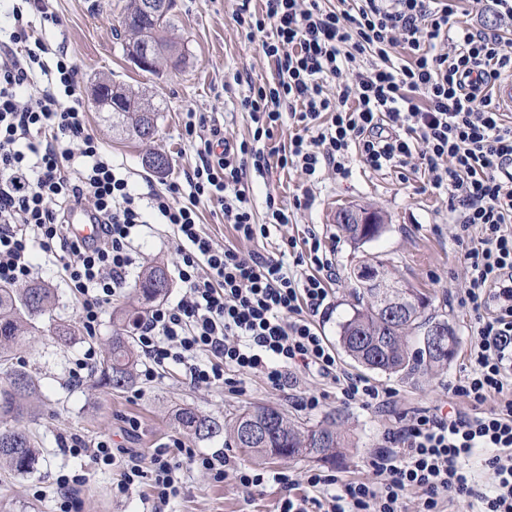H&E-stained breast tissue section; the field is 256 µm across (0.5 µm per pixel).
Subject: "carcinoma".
Instances as JSON below:
<instances>
[{
  "label": "carcinoma",
  "mask_w": 512,
  "mask_h": 512,
  "mask_svg": "<svg viewBox=\"0 0 512 512\" xmlns=\"http://www.w3.org/2000/svg\"><path fill=\"white\" fill-rule=\"evenodd\" d=\"M172 3L165 11L151 14L140 7V0H126L121 13V26L128 35L125 50L139 45L148 37L159 51L157 65L167 62V54L176 46L164 38L170 26ZM93 103L107 109L132 136L149 140L157 132L156 108L149 101L110 81L96 85ZM169 289L168 274L164 266L152 264L138 276L133 286V301L120 309L113 321L117 329L109 341L99 369L97 384L108 391L128 387L135 378L138 354L134 347L133 322L150 303L165 295ZM356 304L353 314L341 325L339 342L346 354L357 364L389 374L420 370L432 373L448 364V343L432 349L428 337H419L422 347H412L411 335L426 330L436 320L425 314L427 305L413 306L402 322H390L378 311L373 301L374 289L354 288ZM55 300L54 289L34 282L24 288L0 283V373L6 383L0 384V466L17 476L34 473L40 460L39 442L30 431L15 425L23 415L30 413L31 398L40 387L39 373L27 368L16 355L32 336L49 332L65 345L81 339L77 325L43 322ZM269 422L266 435L251 443L243 440L242 432L248 417ZM182 431L200 441L213 439L229 427L235 447L253 459L315 458L336 465L343 447L341 433L331 425L306 427L288 419L279 409L257 405L253 412L243 411L225 425L203 416L191 406L179 407L174 414Z\"/></svg>",
  "instance_id": "1"
}]
</instances>
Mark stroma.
I'll use <instances>...</instances> for the list:
<instances>
[{
    "mask_svg": "<svg viewBox=\"0 0 512 512\" xmlns=\"http://www.w3.org/2000/svg\"><path fill=\"white\" fill-rule=\"evenodd\" d=\"M125 0H51L50 9L57 24L46 27L52 47H63L78 68L83 99L87 101L86 119L122 167L136 193L147 197L162 191L165 183L183 178L197 162L193 147L185 138L187 113L203 115L208 126L219 128L224 137L242 139L251 134V122L241 108V99L249 93V82L271 81L274 71L257 41L248 39L235 21V0H173V26L168 39L177 42L184 62L180 67H164L154 73L137 69L123 50V32L119 26ZM112 79L133 93L142 95L158 109V131L153 139L139 141L115 126L112 115L91 107L97 81ZM167 157L169 166L155 173L145 165L149 154ZM352 174L338 180L324 175L309 183L295 168L272 167L265 175L248 172L247 180L257 221H264L266 198L274 196L278 207L289 209L296 195L312 189L315 202L298 211L289 234L304 238L308 232L326 237L335 248L337 276L331 283L333 307L320 322V331L336 352L341 370L364 376L373 383L394 391L393 409L381 412L359 404L345 403L333 381L319 376L299 374L293 390L271 389L257 374L241 375L237 384L219 389L192 387L183 367L166 370L159 379L146 382L135 379L132 386L119 392H106L86 378L83 383L70 381V371L87 348L103 352L113 333L112 313L130 300V290L113 296L95 335L73 346L58 343L51 336H37L21 353L28 367L41 374V386L34 399V418L22 420L21 426L39 439L42 456L38 470L19 477L0 471V499L8 512H55V482L59 475L87 474L80 490L81 512H144L152 495L148 484L127 492H118L122 481L119 469H96L88 457L74 456L60 445L61 438L77 434L86 441L111 443L149 457L158 444L182 436L173 421V411L183 405L219 421L258 404L281 409L296 423L316 425L335 423L350 446L332 473L343 479L369 481L373 478L370 461L380 448L386 430L395 418L421 407L448 403L447 386L464 367V357L472 341L473 319L459 299L466 285L461 249L455 241L457 228L448 213L445 194L433 188L422 170L407 166L374 172L359 161L350 164ZM343 209H370L384 219L379 237L365 243L348 239L336 228V215ZM199 222L206 234L221 244L236 247L243 255L271 253L273 240H239L214 201L201 202ZM137 255L129 274L137 279L141 267L158 261L165 265L170 288L166 303H176L181 288L178 279L177 246L171 229L164 224L143 228L133 240ZM386 263L393 279L417 288L428 297L432 310L448 320L459 344L448 366L434 375L387 374L366 369L355 363L339 343L340 325L353 312L354 297L349 285V271L366 258ZM36 280L45 282L56 293L51 310L55 320L78 318L79 302L66 285L51 254L34 249ZM309 392L322 396L319 409L308 411L295 404L296 396ZM139 424L128 432L129 421ZM185 444L211 453L221 451L230 466H248L263 471H285L303 480L314 463L305 461L254 460L243 457L227 436L211 440L186 439ZM281 493L275 484H267L263 493L250 496L233 480L221 483L200 473H192L187 488L172 501V512H278Z\"/></svg>",
    "mask_w": 512,
    "mask_h": 512,
    "instance_id": "35a3bbf8",
    "label": "stroma"
}]
</instances>
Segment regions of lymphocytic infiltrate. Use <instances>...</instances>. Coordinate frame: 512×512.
Instances as JSON below:
<instances>
[{
    "label": "lymphocytic infiltrate",
    "mask_w": 512,
    "mask_h": 512,
    "mask_svg": "<svg viewBox=\"0 0 512 512\" xmlns=\"http://www.w3.org/2000/svg\"><path fill=\"white\" fill-rule=\"evenodd\" d=\"M47 2L15 0L14 27L0 39V283L26 285L32 248L41 246L78 294L86 334L95 335L136 262L132 241L150 214L178 242L183 294L135 325L145 381L180 365L197 387L257 373L283 392L304 372L332 380L344 402L386 408L392 391L342 371L318 329L332 307L334 250L316 233L301 241L286 234L294 210L311 207L313 194L304 192L290 211L267 199L259 224L244 175L275 163L311 180L324 170L345 179L355 158L373 171L414 162L448 196L467 272L461 303L474 317L464 370L448 385L449 398L466 410L400 415L371 460L370 482L313 469L301 495L287 472L231 470L223 455L178 440L146 460L75 434L63 447L121 468L120 491L150 482L151 512H165L180 495L186 464L251 494L274 482L283 493L280 512H451L461 498L471 512H512V120L494 91L512 72L504 36L457 26L449 0H337L333 7L265 0L261 13L240 0L236 21L248 37H260L274 70L241 102L252 136L209 137L188 121L197 164L185 181L144 200L88 128L76 66L37 33L31 17L47 14ZM286 118L300 131L270 160L265 142ZM204 198L222 201L224 221L241 240L280 233L277 256L245 257L206 236L196 210ZM76 207L100 224L99 243L73 234L67 215ZM480 453L483 486L467 467Z\"/></svg>",
    "instance_id": "lymphocytic-infiltrate-1"
}]
</instances>
